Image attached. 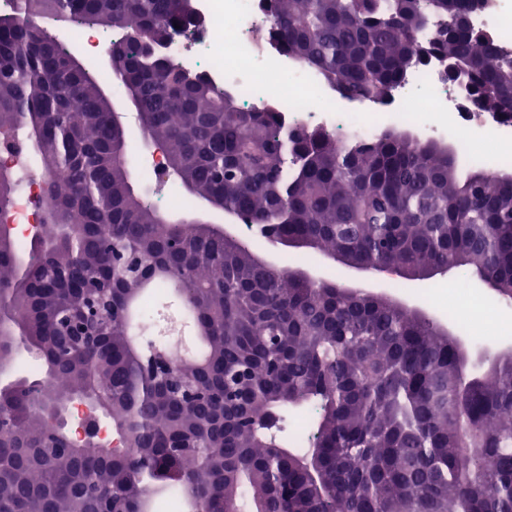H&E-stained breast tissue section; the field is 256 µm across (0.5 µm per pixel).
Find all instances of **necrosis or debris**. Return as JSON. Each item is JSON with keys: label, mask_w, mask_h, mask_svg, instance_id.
Segmentation results:
<instances>
[{"label": "necrosis or debris", "mask_w": 512, "mask_h": 512, "mask_svg": "<svg viewBox=\"0 0 512 512\" xmlns=\"http://www.w3.org/2000/svg\"><path fill=\"white\" fill-rule=\"evenodd\" d=\"M196 14L197 26L177 35L165 50L172 63L205 73L244 108L279 113L289 129L320 126L347 144L408 125L431 137L454 135L474 165L497 169L511 159L504 149L512 145V121L480 111L450 84L442 55H431L409 71L391 101H355L322 84L288 56L271 34L265 0H197ZM470 22L491 32L499 48L512 54L507 0H479ZM44 182L41 172L29 173L16 199L12 224L20 247H27L29 230L39 221L36 203ZM459 285L464 289L455 305L459 332L474 342L489 340L499 304L468 290L467 280Z\"/></svg>", "instance_id": "necrosis-or-debris-1"}]
</instances>
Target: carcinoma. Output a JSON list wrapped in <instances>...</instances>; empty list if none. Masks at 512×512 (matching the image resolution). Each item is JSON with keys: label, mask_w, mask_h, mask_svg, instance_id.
I'll list each match as a JSON object with an SVG mask.
<instances>
[{"label": "carcinoma", "mask_w": 512, "mask_h": 512, "mask_svg": "<svg viewBox=\"0 0 512 512\" xmlns=\"http://www.w3.org/2000/svg\"><path fill=\"white\" fill-rule=\"evenodd\" d=\"M0 29V151L41 159L45 239L19 263L0 243V365L31 344L45 377L0 395V512H151L180 491L202 512H512V359L468 372L429 318L382 298L300 279L197 224H169L129 190L130 169L99 86L70 67L37 14L104 29L174 32L183 0H22ZM288 55L348 99L393 92L418 65L414 44L448 57L476 106L512 117V57L494 37L458 34L471 0H269ZM147 121L196 199L251 217L276 240L299 236L355 263L452 266L512 301V181L503 170L459 174L453 157L405 129L341 145L325 130L288 131L276 112L240 108L205 76L127 42L122 59ZM0 178V203L23 186ZM65 173L59 179L56 174ZM136 251L133 279L99 249ZM39 281L42 288L26 282ZM112 288V320L93 345L64 349L62 315ZM178 285L206 344L177 367L224 392V406L180 401L143 373L144 317ZM93 397L126 446L51 440L61 393ZM311 414L307 450L282 440L288 410Z\"/></svg>", "instance_id": "obj_1"}]
</instances>
